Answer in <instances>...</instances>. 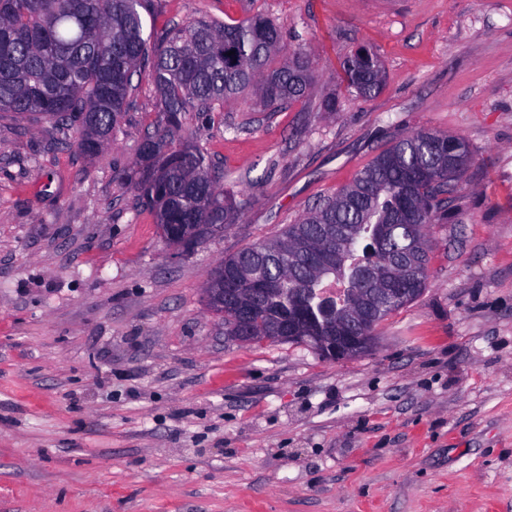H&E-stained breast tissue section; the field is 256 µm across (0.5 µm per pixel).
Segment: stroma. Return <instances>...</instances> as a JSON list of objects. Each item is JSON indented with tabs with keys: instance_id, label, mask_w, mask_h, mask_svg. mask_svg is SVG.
<instances>
[{
	"instance_id": "obj_1",
	"label": "stroma",
	"mask_w": 512,
	"mask_h": 512,
	"mask_svg": "<svg viewBox=\"0 0 512 512\" xmlns=\"http://www.w3.org/2000/svg\"><path fill=\"white\" fill-rule=\"evenodd\" d=\"M257 13L315 77L275 111L186 115L242 203L190 253L124 180L160 119L148 71L92 157L0 114V512H512V0H151L144 36ZM361 47L371 98L340 69ZM423 129L473 160L373 349L228 341L210 271ZM356 52L342 63L348 87L364 96H372L383 88V78L377 59L370 53Z\"/></svg>"
}]
</instances>
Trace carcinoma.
<instances>
[{
	"instance_id": "1",
	"label": "carcinoma",
	"mask_w": 512,
	"mask_h": 512,
	"mask_svg": "<svg viewBox=\"0 0 512 512\" xmlns=\"http://www.w3.org/2000/svg\"><path fill=\"white\" fill-rule=\"evenodd\" d=\"M147 0H0V112L48 118L77 130L90 156L112 142L133 76L150 68L161 121L146 134L125 174L134 205L153 211L162 236L187 224L234 222L224 172L181 135L189 112H216L245 93L276 108L301 99L313 63L295 53L275 65L280 30L254 15L241 22L205 16L143 37ZM233 55H228V52ZM348 87L364 96L383 88L377 59L355 53L342 63ZM472 157L464 140L431 130L400 139L353 181L290 224L275 239L224 259V281L266 290L242 311L224 305V335L245 322L252 341L288 335L300 309L317 336L351 329L374 342L376 328L419 298L429 279L428 229L448 211ZM409 274L417 286L387 307L381 288Z\"/></svg>"
}]
</instances>
